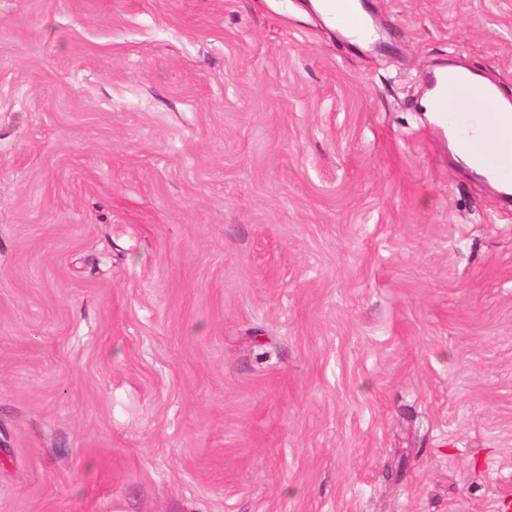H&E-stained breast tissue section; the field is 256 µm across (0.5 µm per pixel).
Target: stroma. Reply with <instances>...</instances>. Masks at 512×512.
I'll list each match as a JSON object with an SVG mask.
<instances>
[{
    "label": "stroma",
    "instance_id": "1",
    "mask_svg": "<svg viewBox=\"0 0 512 512\" xmlns=\"http://www.w3.org/2000/svg\"><path fill=\"white\" fill-rule=\"evenodd\" d=\"M368 5L0 0V512H512V0ZM359 0H328V13L336 25L345 30L353 42H367L375 37V29L360 13L355 2ZM432 112L452 135L456 150L469 158L486 180L497 190L503 201L512 196V101L500 100L497 90L476 82L462 67L430 73L427 81ZM475 96L487 102L481 114L484 130L477 135L469 129L468 112ZM508 134L509 144L503 142Z\"/></svg>",
    "mask_w": 512,
    "mask_h": 512
}]
</instances>
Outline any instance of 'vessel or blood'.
<instances>
[{
	"mask_svg": "<svg viewBox=\"0 0 512 512\" xmlns=\"http://www.w3.org/2000/svg\"><path fill=\"white\" fill-rule=\"evenodd\" d=\"M327 9L350 41L367 42L374 38L375 30L358 10L356 0H327ZM427 90L431 110L438 113L451 133L455 149L482 171L503 201L512 200V141H503L504 136L512 138V101L500 100L494 87L478 84L461 67L430 73ZM477 96L487 103L481 114L484 131L479 135L471 132L468 119L471 102Z\"/></svg>",
	"mask_w": 512,
	"mask_h": 512,
	"instance_id": "vessel-or-blood-1",
	"label": "vessel or blood"
}]
</instances>
